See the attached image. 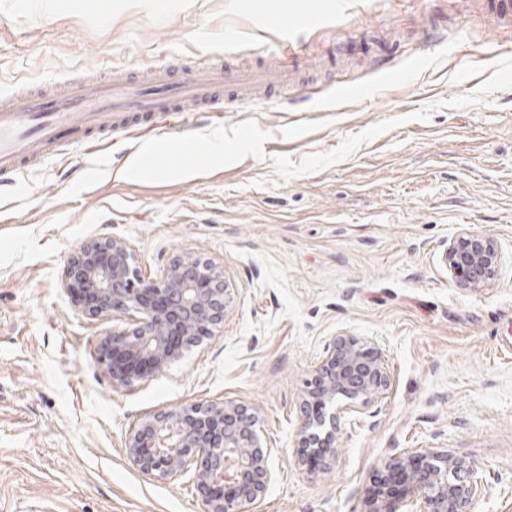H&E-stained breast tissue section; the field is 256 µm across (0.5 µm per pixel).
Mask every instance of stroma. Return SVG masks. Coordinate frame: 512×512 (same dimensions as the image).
<instances>
[{
	"label": "stroma",
	"mask_w": 512,
	"mask_h": 512,
	"mask_svg": "<svg viewBox=\"0 0 512 512\" xmlns=\"http://www.w3.org/2000/svg\"><path fill=\"white\" fill-rule=\"evenodd\" d=\"M487 2L0 0V94L173 58L323 70L225 110V125L270 131L264 159L137 182L118 135L0 184V512H204L191 474L142 473L125 440L154 413L222 400L260 413L274 470L261 512H367L385 462L429 448L478 466L490 491L472 512H512V90L395 127L313 175L286 182L271 162L475 91L512 55V27H490ZM463 229L504 256L490 288L448 275L442 256ZM106 235L148 275L199 252L234 292L214 335L130 384L100 360L125 318H87L59 286L67 257ZM341 332L384 353L390 385L322 458L295 430Z\"/></svg>",
	"instance_id": "obj_1"
}]
</instances>
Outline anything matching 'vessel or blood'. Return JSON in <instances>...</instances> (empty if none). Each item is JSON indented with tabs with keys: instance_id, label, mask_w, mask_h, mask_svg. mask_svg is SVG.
Here are the masks:
<instances>
[{
	"instance_id": "obj_1",
	"label": "vessel or blood",
	"mask_w": 512,
	"mask_h": 512,
	"mask_svg": "<svg viewBox=\"0 0 512 512\" xmlns=\"http://www.w3.org/2000/svg\"><path fill=\"white\" fill-rule=\"evenodd\" d=\"M268 81L265 70L241 69L231 64L192 67L174 61L138 74L112 79L69 81L64 88L47 90L32 84L0 96V178L15 177L60 147L98 146V133L119 132L147 140L160 125L175 127L192 122L186 102L205 105L211 123L224 119L225 98L245 99L260 92Z\"/></svg>"
}]
</instances>
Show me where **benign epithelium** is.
Segmentation results:
<instances>
[{"instance_id":"benign-epithelium-1","label":"benign epithelium","mask_w":512,"mask_h":512,"mask_svg":"<svg viewBox=\"0 0 512 512\" xmlns=\"http://www.w3.org/2000/svg\"><path fill=\"white\" fill-rule=\"evenodd\" d=\"M448 274L459 288L480 291L492 285L503 264L494 238L463 230L448 239ZM59 285L79 297L92 319L123 314L131 326L112 332L101 360L121 384L164 372L213 334L232 307L224 270L182 251L154 276L140 274L129 243L105 236L82 243L64 263ZM390 385L384 354L358 336H334L311 372L298 447L335 450L341 422L359 413ZM127 454L139 470L160 479L193 473L207 491L241 478L235 498L207 497L206 512H255L274 474L271 449L264 445L258 412L236 401H210L144 418L128 434ZM403 470L413 484L411 512H471L488 492L477 466L448 448L397 456L384 464Z\"/></svg>"}]
</instances>
